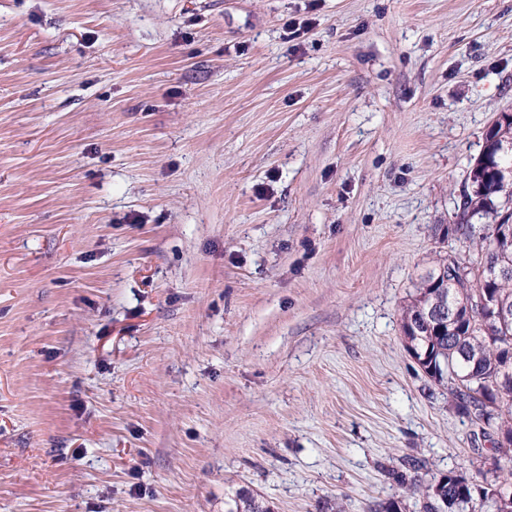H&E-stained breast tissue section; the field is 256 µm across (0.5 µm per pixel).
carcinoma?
I'll use <instances>...</instances> for the list:
<instances>
[{
  "label": "carcinoma",
  "instance_id": "obj_1",
  "mask_svg": "<svg viewBox=\"0 0 512 512\" xmlns=\"http://www.w3.org/2000/svg\"><path fill=\"white\" fill-rule=\"evenodd\" d=\"M493 136L502 144L512 142V118H497ZM505 166L512 167V155H497L484 145L469 173L471 189L457 204L458 222L451 233L472 252L448 254L468 268L485 264L495 269L512 263V248L501 252L496 247L499 227L512 222V209L501 206L512 198V182L498 177ZM447 275L448 258L443 257L420 278L403 312L404 339L411 343L424 373L448 387L457 412L503 435L504 441L495 445L496 473L500 459L512 461V321L501 322L496 309L478 304L477 294L486 292L512 309V270L491 281L470 274L455 285L445 281ZM439 300L452 306V316H436ZM422 469V461L406 458L402 469L387 471L418 497L420 512H471L478 505L492 512H512V498H502L500 491L503 486L512 488V469L492 479L480 470L476 477L448 474L429 481L420 476ZM228 506V512H270L244 490Z\"/></svg>",
  "mask_w": 512,
  "mask_h": 512
}]
</instances>
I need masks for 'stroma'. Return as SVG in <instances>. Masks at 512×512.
Masks as SVG:
<instances>
[{
  "mask_svg": "<svg viewBox=\"0 0 512 512\" xmlns=\"http://www.w3.org/2000/svg\"><path fill=\"white\" fill-rule=\"evenodd\" d=\"M510 108L512 0H0V512L491 463L401 314Z\"/></svg>",
  "mask_w": 512,
  "mask_h": 512,
  "instance_id": "1",
  "label": "stroma"
}]
</instances>
